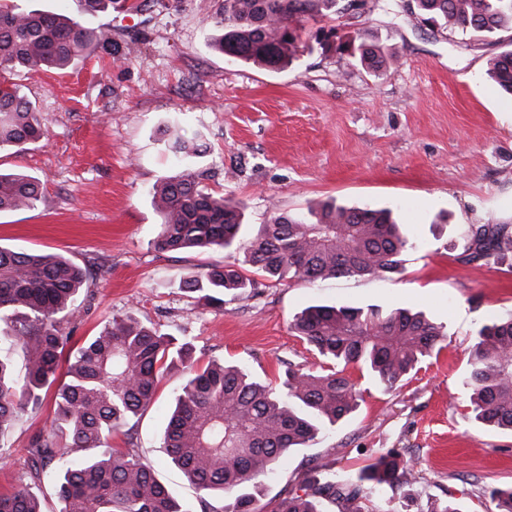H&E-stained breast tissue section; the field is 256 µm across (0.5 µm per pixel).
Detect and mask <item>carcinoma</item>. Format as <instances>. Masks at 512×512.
Here are the masks:
<instances>
[{"label":"carcinoma","mask_w":512,"mask_h":512,"mask_svg":"<svg viewBox=\"0 0 512 512\" xmlns=\"http://www.w3.org/2000/svg\"><path fill=\"white\" fill-rule=\"evenodd\" d=\"M108 0H84L79 16L23 11L0 0V71L65 70L88 56L112 53V32L84 16ZM338 0H224V26L211 47L238 60L285 68L312 43L302 22L336 11ZM434 27L479 35L512 23V0H416ZM336 52L379 72L395 62L365 37L340 40ZM488 74L512 94V48L489 62ZM47 118L17 85L0 86V150L39 141ZM39 180L0 171V212L29 210L42 199ZM160 217L155 246L162 251L227 250L237 263L214 264L183 287L207 308L224 305L255 280L311 284L339 278H385L403 272L411 239L389 209L325 204L298 214L281 213L256 233L243 229L239 203L205 192L189 173L163 179L149 192ZM512 257L507 224H470L463 263L501 264ZM89 272L58 255L0 248V345L21 346L25 376L14 377L0 355V434L19 414L40 406L43 390L56 386L54 418L32 442L30 478L54 482L60 512H184L151 464L108 445L112 434L131 436L153 401L164 372L182 365L186 379L175 397L163 435L171 462L203 494L202 512H263L264 480L279 460L325 436L359 407L349 367L388 389L419 369L445 337L444 326L422 311L318 304L298 313L291 328L314 347L325 365L288 369L274 387L242 364L211 359L195 366L193 345L159 333L131 314L114 317L74 350L70 320ZM65 379L58 381L62 358ZM469 399L475 419L512 433V312L483 325L468 359ZM88 453L76 455V450ZM417 474L388 449L355 474L318 465L298 478L274 512H362L363 501L416 483ZM498 512H512V486L494 488ZM218 497L217 507L209 499ZM0 512H42L37 494L21 484L0 493Z\"/></svg>","instance_id":"1"}]
</instances>
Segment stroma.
Instances as JSON below:
<instances>
[{
  "label": "stroma",
  "mask_w": 512,
  "mask_h": 512,
  "mask_svg": "<svg viewBox=\"0 0 512 512\" xmlns=\"http://www.w3.org/2000/svg\"><path fill=\"white\" fill-rule=\"evenodd\" d=\"M224 0H112L90 16L111 28V54L61 71L21 72V86L47 118V135L0 152V169L38 178L33 210L0 213V247L60 254L88 268L77 298L72 346L112 317L134 314L192 341L200 363L248 366L278 381L288 366L321 358L290 329L315 304L421 309L446 326L438 354L388 390L348 374L362 393L356 413L326 437L288 454L261 500L267 512L295 476L326 464L353 471L380 451L399 450L420 483L377 498L376 512H421L449 500L461 512H497L491 487L512 485V436L476 421L466 388L477 330L512 310V268L458 262L471 224L512 225V96L488 80L490 58L512 42V27L469 36L424 25L415 0H338L335 16L306 20L305 33L368 37L399 62L372 72L334 51L314 50L283 69L253 66L210 47ZM173 127L198 153L180 158L163 138ZM201 189L240 201L249 224L333 200L389 207L416 246L388 278L291 281L227 298L223 310L197 304L183 282L226 260L223 251L154 247L158 216L148 189L175 171ZM165 374L133 438L115 448L147 460L184 508L199 494L162 446L168 409L182 383ZM54 393L22 413L0 439V493L27 478L31 443L48 429Z\"/></svg>",
  "instance_id": "1"
}]
</instances>
